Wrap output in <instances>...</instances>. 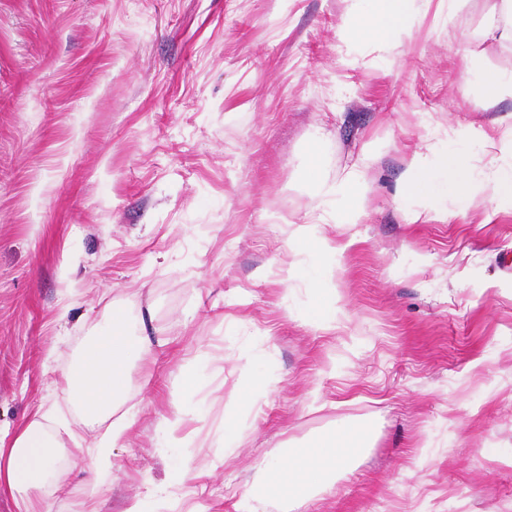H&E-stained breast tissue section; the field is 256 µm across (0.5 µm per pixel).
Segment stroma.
I'll return each instance as SVG.
<instances>
[{
	"label": "stroma",
	"instance_id": "1",
	"mask_svg": "<svg viewBox=\"0 0 512 512\" xmlns=\"http://www.w3.org/2000/svg\"><path fill=\"white\" fill-rule=\"evenodd\" d=\"M491 4L426 0L385 49L343 31L359 0H0V426L68 421L46 512H82L91 459L70 450L94 434L59 375L116 306L170 342L113 413L136 422L101 512L169 481L179 401L203 512H236L271 449L346 424L368 446L298 512H512V209L412 224L401 194L416 152L496 165L464 138L512 123V101L482 111L469 82L512 70V43L477 40ZM352 170L359 223L330 210L296 240L288 218ZM327 287L335 323L305 321ZM245 354L270 381L251 409Z\"/></svg>",
	"mask_w": 512,
	"mask_h": 512
}]
</instances>
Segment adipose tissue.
<instances>
[{"mask_svg": "<svg viewBox=\"0 0 512 512\" xmlns=\"http://www.w3.org/2000/svg\"><path fill=\"white\" fill-rule=\"evenodd\" d=\"M369 2L372 9L359 26L363 39L392 49L404 46L418 18L416 0ZM473 78L482 89L485 111H497L501 103L512 100V71L483 68L475 70ZM473 137L484 140L497 154L499 164L492 171H473L462 156L445 150L417 153L410 158L402 189L419 201L413 220L433 213L448 218L453 210L462 211L486 199L500 207H512V127L495 139L483 138L478 131ZM426 169L437 173L438 183L421 180L420 174ZM359 185L360 174L352 171L340 182L321 186L314 209L297 221L295 235L307 236L320 221L321 210L333 199L345 204L344 210L336 214L337 223H357L363 214ZM164 343L162 329L133 328L123 310H113L100 336L76 363L63 370L61 379L87 418L108 416L126 390L129 360ZM62 428V422L47 418L32 420L14 435L0 431V495L11 497L18 512H40V499L28 497V490H39L42 496L52 494L54 487L47 481L55 466L52 435ZM128 428L124 421L112 423L97 436L90 450L95 476L86 485L92 501L88 512H99L97 500L107 491L100 477L111 471L112 452ZM367 437L365 427L345 425L295 453L274 451L250 495L241 501L239 512H264L271 500L299 503L312 499L334 485L338 475L353 469ZM164 446L174 454V480L165 485L146 481L143 493L131 499L124 512H197L179 493L188 471L186 460L178 453L179 444L168 439Z\"/></svg>", "mask_w": 512, "mask_h": 512, "instance_id": "ef3b65f1", "label": "adipose tissue"}]
</instances>
